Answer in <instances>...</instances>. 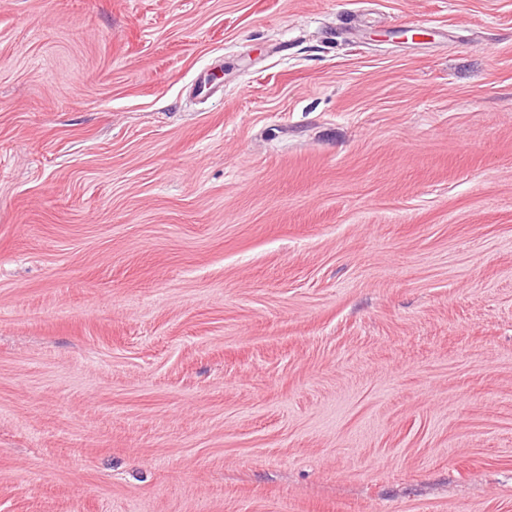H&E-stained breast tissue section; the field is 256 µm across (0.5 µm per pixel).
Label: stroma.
Returning <instances> with one entry per match:
<instances>
[{
	"instance_id": "stroma-1",
	"label": "stroma",
	"mask_w": 512,
	"mask_h": 512,
	"mask_svg": "<svg viewBox=\"0 0 512 512\" xmlns=\"http://www.w3.org/2000/svg\"><path fill=\"white\" fill-rule=\"evenodd\" d=\"M0 512H512V0H0Z\"/></svg>"
}]
</instances>
